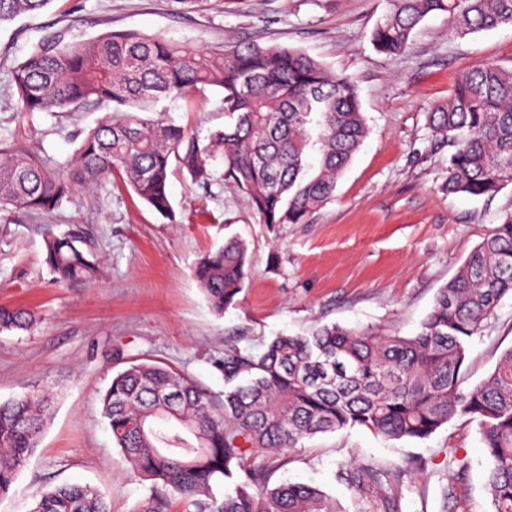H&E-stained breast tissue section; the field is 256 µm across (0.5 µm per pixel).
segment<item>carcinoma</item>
<instances>
[{
    "mask_svg": "<svg viewBox=\"0 0 512 512\" xmlns=\"http://www.w3.org/2000/svg\"><path fill=\"white\" fill-rule=\"evenodd\" d=\"M52 0H0V24L43 10ZM444 14L461 36L512 25V0H391L372 32L376 50L396 60L427 16ZM15 111L74 112L112 106L82 131L76 171H51L38 156L0 146V208L51 212L74 187L118 171L155 213L171 218V162L198 185L215 149L224 177L245 193L265 224H305L329 200L368 129L355 82L304 51L259 43L201 49L161 35L113 31L91 39L45 36L12 71ZM222 91L224 130L203 143L158 104H188ZM433 135L453 148L448 194L496 196L512 185V68L484 62L466 73L448 101L428 115ZM46 259L58 282L87 285L99 269L73 237L48 235ZM247 244L230 238L195 265L213 311L234 305L244 288ZM512 296V220L471 251L440 289L412 336L338 324L307 336L281 335L263 351L224 353V403L214 408L190 376L142 362L118 372L100 397L101 415L124 462L198 512H340L323 490L282 483L251 491L263 473L245 465L255 448H295L319 433L366 428L386 441L426 439L452 419L476 423L487 450L490 512H512V348L489 376L463 387L467 340L503 298ZM36 315L0 305V332L29 331ZM53 399L30 392L0 402V497L38 446ZM415 467L361 465L350 484L388 489ZM231 481L222 499L214 487ZM32 512H110L83 484L42 492Z\"/></svg>",
    "mask_w": 512,
    "mask_h": 512,
    "instance_id": "cac0c4a2",
    "label": "carcinoma"
}]
</instances>
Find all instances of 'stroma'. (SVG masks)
Masks as SVG:
<instances>
[{"mask_svg":"<svg viewBox=\"0 0 512 512\" xmlns=\"http://www.w3.org/2000/svg\"><path fill=\"white\" fill-rule=\"evenodd\" d=\"M390 0H52L45 9L0 25V143L18 144L52 170L71 164L79 134L105 107L78 112L14 110L11 71L46 34L78 39L133 30L207 48L254 41L298 48L350 75L369 134L338 178L333 197L305 224H266L214 158L208 188L171 166L174 220L151 211L121 174L76 187L52 212L0 210V305L31 308L29 332L0 333V401L46 391L54 409L28 466L0 497V512H30L43 491L67 482L105 493L112 512H137L153 492L132 472L100 414L99 397L131 364L157 362L196 379L214 404L224 400V352L252 351L280 334L339 324L409 336L437 292L474 247L512 218V185L494 198L448 194L451 149L428 125L462 73L485 61L512 67V26L464 37L447 18L420 23L412 46L391 60L371 34ZM171 117L200 137L223 129L222 95L194 106L168 103ZM75 237L96 259V282L56 283L46 262L47 232ZM243 239L251 267L234 306L216 315L193 268L229 237ZM464 385L482 382L512 347V297H505L468 342ZM468 463L465 475L448 449ZM413 460L417 469L394 492L399 512H440L454 489L470 512H488L481 435L452 419L425 440L386 441L364 428L320 434L282 454L253 453L270 485L303 483L330 493L341 512H379L381 493L345 478L363 464Z\"/></svg>","mask_w":512,"mask_h":512,"instance_id":"obj_1","label":"stroma"}]
</instances>
